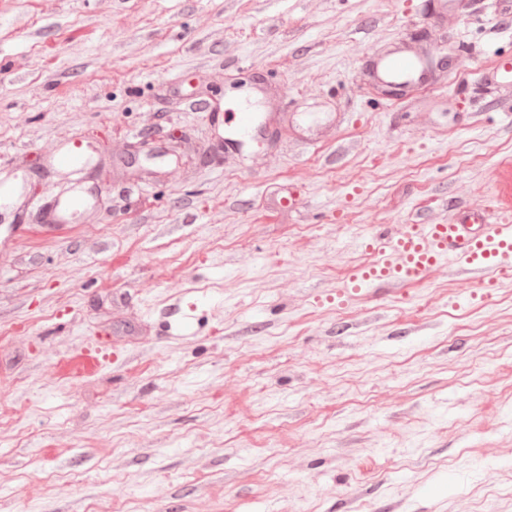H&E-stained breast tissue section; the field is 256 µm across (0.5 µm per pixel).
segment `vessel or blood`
Segmentation results:
<instances>
[{"instance_id":"1","label":"vessel or blood","mask_w":512,"mask_h":512,"mask_svg":"<svg viewBox=\"0 0 512 512\" xmlns=\"http://www.w3.org/2000/svg\"><path fill=\"white\" fill-rule=\"evenodd\" d=\"M369 75L375 82H400L409 89L428 85L432 78L424 54L407 44L373 57ZM481 81L487 85L511 83L512 57L497 60L482 74ZM50 157L53 165L76 178L73 191L55 198L49 211L51 223L68 224L74 211L93 200L92 190L78 180L91 151L80 142L68 141L56 145ZM497 180L495 218L466 207L452 223L407 224L392 236H370L365 248L372 259L350 277L344 295L358 294L374 283H418L440 265L457 266L483 287H492L500 273L512 268V167L499 170ZM106 360L102 347L89 346L62 356L56 367L65 379L90 377L100 372Z\"/></svg>"}]
</instances>
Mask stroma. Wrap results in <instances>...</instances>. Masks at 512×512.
<instances>
[{"instance_id":"stroma-1","label":"stroma","mask_w":512,"mask_h":512,"mask_svg":"<svg viewBox=\"0 0 512 512\" xmlns=\"http://www.w3.org/2000/svg\"><path fill=\"white\" fill-rule=\"evenodd\" d=\"M455 62L381 94L413 33ZM512 15L474 0H0V512H512V274L340 292L364 240L494 208L512 163ZM302 116L198 166L212 115ZM160 158L125 167L144 133ZM92 146L93 210L39 206L56 140ZM295 196L297 206L280 202ZM188 316L190 327L173 323ZM105 341L93 377L56 359ZM369 76L378 83H404L406 90L426 86L433 77L424 54L408 44L396 45L373 57ZM482 83L486 85L511 84L512 82V57L500 58L493 67L482 74Z\"/></svg>"}]
</instances>
